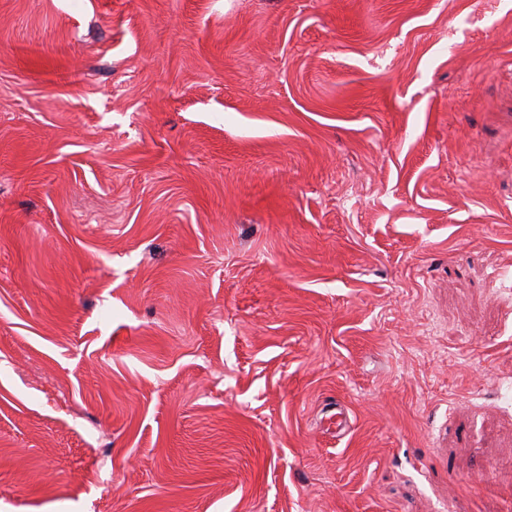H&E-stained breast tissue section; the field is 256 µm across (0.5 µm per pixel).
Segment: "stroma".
Here are the masks:
<instances>
[{"mask_svg":"<svg viewBox=\"0 0 512 512\" xmlns=\"http://www.w3.org/2000/svg\"><path fill=\"white\" fill-rule=\"evenodd\" d=\"M0 512H512V0H0Z\"/></svg>","mask_w":512,"mask_h":512,"instance_id":"obj_1","label":"stroma"}]
</instances>
